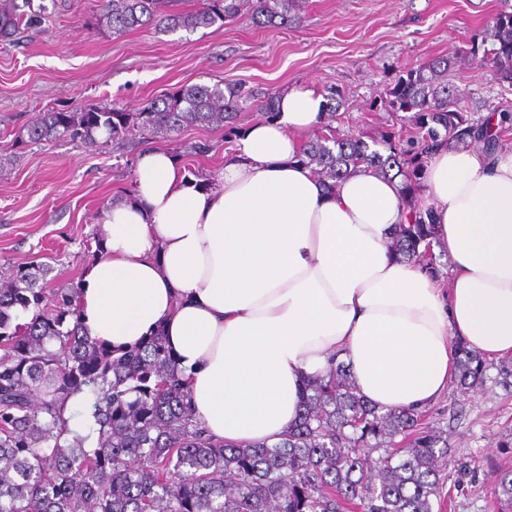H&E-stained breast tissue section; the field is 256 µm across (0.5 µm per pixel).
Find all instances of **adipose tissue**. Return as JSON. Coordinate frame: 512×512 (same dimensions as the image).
Returning <instances> with one entry per match:
<instances>
[{"instance_id": "adipose-tissue-1", "label": "adipose tissue", "mask_w": 512, "mask_h": 512, "mask_svg": "<svg viewBox=\"0 0 512 512\" xmlns=\"http://www.w3.org/2000/svg\"><path fill=\"white\" fill-rule=\"evenodd\" d=\"M326 103L289 87L206 181L169 149L142 153L80 279L86 334L117 351L162 334L197 419L228 444L278 441L304 381L336 362L370 402L419 410L447 390L458 342L512 357V145L423 162L443 284L389 248L407 221L400 180L362 167L330 188L300 162Z\"/></svg>"}]
</instances>
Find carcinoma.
<instances>
[{
    "instance_id": "obj_1",
    "label": "carcinoma",
    "mask_w": 512,
    "mask_h": 512,
    "mask_svg": "<svg viewBox=\"0 0 512 512\" xmlns=\"http://www.w3.org/2000/svg\"><path fill=\"white\" fill-rule=\"evenodd\" d=\"M244 0H104L96 26L116 35L152 27L192 31L242 16ZM30 0H0V39L40 16ZM300 0H250L256 25L298 22ZM468 56L502 85L512 86V6L500 10ZM453 60L434 58L398 75L385 104L410 112L413 131L386 132L370 143L338 136L332 126L302 149V161L335 186L364 165L418 186L422 158L443 145L512 134V109L501 102V128L489 132L463 106L464 93L448 83ZM278 92L260 96L236 85L194 84L133 110L91 106L41 112L20 128L15 143L81 140L97 133L116 144L172 138L193 127L239 136L244 104L262 118L277 117ZM380 145L387 154L380 153ZM399 226L390 248L407 260L433 261L432 223L418 208ZM53 267L18 266L0 283V512H433L448 466V437L415 410H383L356 390L342 362L304 382L303 411L278 442L231 445L205 434L193 413L184 376L163 340L153 336L114 352L82 333L76 290L47 288ZM32 313L18 321V313ZM451 383L466 394L483 386L484 358L457 345ZM91 396L83 433L71 430L65 403ZM378 457H372L373 453ZM493 494L512 506V470L492 477Z\"/></svg>"
}]
</instances>
